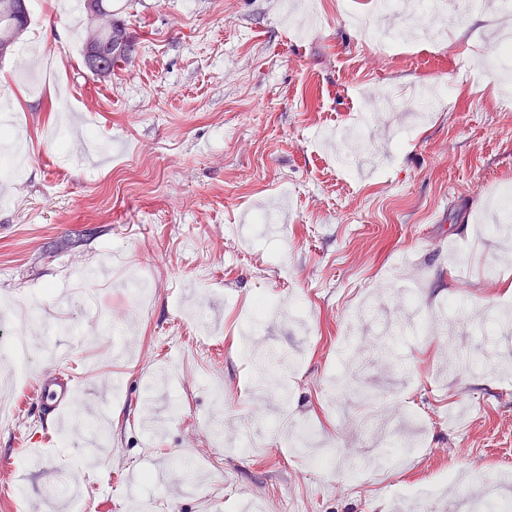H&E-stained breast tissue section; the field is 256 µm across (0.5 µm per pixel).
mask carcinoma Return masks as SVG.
I'll return each mask as SVG.
<instances>
[{"mask_svg": "<svg viewBox=\"0 0 512 512\" xmlns=\"http://www.w3.org/2000/svg\"><path fill=\"white\" fill-rule=\"evenodd\" d=\"M85 9V67L99 80L109 78L113 62L128 59L131 49L120 41L119 23L112 18V0H85ZM28 21V9L21 6V0H0V58L14 44L17 30L25 29Z\"/></svg>", "mask_w": 512, "mask_h": 512, "instance_id": "carcinoma-1", "label": "carcinoma"}]
</instances>
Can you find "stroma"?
Returning a JSON list of instances; mask_svg holds the SVG:
<instances>
[{"label":"stroma","instance_id":"obj_1","mask_svg":"<svg viewBox=\"0 0 512 512\" xmlns=\"http://www.w3.org/2000/svg\"><path fill=\"white\" fill-rule=\"evenodd\" d=\"M0 58L23 138L0 176V331L24 378L70 374L63 417L0 420L16 512H473L512 499V91L485 68L512 10L444 0H112L135 50L97 81L85 19L27 0ZM398 33L385 53L371 26ZM62 62L58 77L38 61ZM453 96L421 107L422 85ZM368 154L337 146L370 91ZM150 268L147 305L127 283ZM202 310L215 346L194 353ZM319 445L298 450V427ZM3 338L4 336H1V348L5 346L6 352L1 357L9 360L17 372L24 374L29 357L26 337L20 331H16L14 336Z\"/></svg>","mask_w":512,"mask_h":512}]
</instances>
